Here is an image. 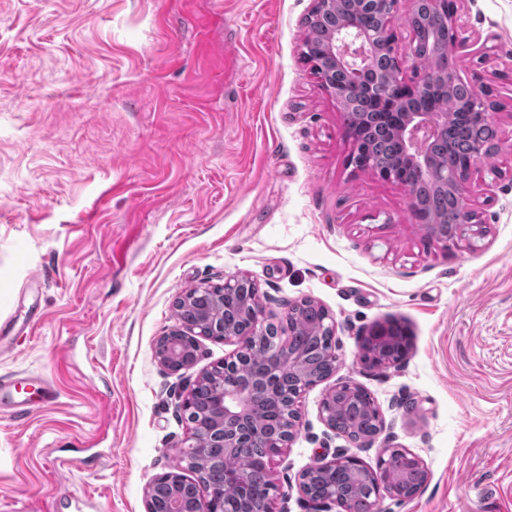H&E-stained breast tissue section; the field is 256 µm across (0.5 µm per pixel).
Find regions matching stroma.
Segmentation results:
<instances>
[{
  "instance_id": "1",
  "label": "stroma",
  "mask_w": 512,
  "mask_h": 512,
  "mask_svg": "<svg viewBox=\"0 0 512 512\" xmlns=\"http://www.w3.org/2000/svg\"><path fill=\"white\" fill-rule=\"evenodd\" d=\"M313 0H0V375L43 374L54 405L0 401V512H145L186 446L194 367L154 356L185 288L247 274L272 317L304 299L336 321V371L307 389L272 480L306 500L318 456L375 464L389 445L428 472L379 512H512V0H466L455 61L498 104L505 173L470 190L485 236L446 247L408 190L347 164L340 108L301 56ZM496 56L481 62L483 38ZM395 322L392 365L362 342ZM352 382L385 428L371 448L330 430L325 392Z\"/></svg>"
}]
</instances>
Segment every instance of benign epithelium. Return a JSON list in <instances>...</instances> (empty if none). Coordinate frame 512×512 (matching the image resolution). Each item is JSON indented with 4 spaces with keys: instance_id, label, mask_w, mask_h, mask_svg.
I'll return each mask as SVG.
<instances>
[{
    "instance_id": "7a95c632",
    "label": "benign epithelium",
    "mask_w": 512,
    "mask_h": 512,
    "mask_svg": "<svg viewBox=\"0 0 512 512\" xmlns=\"http://www.w3.org/2000/svg\"><path fill=\"white\" fill-rule=\"evenodd\" d=\"M428 3L445 24L448 47L456 50L465 45L468 37L460 14L464 0H428ZM303 57L344 112L350 109L352 100L368 77L386 82L392 95L409 102L420 98L438 78L450 86L464 83L456 67L436 75L431 61L419 55L414 44L407 57L399 56L395 35L388 24L376 32L357 26L342 27L329 42L328 61L322 63L306 53ZM470 101L474 110L484 113L490 126L487 139L467 152V156L458 162L453 176H448L446 171L437 173L441 181L451 182V190L459 201L452 235L440 234L437 225H419L425 235L444 243L450 238L471 239L485 234V226L477 219L475 200L467 187L482 160L497 150V127L492 114L486 112L492 103L484 88L473 87ZM448 117L446 112L414 111L397 115L394 125L398 129L399 142L416 174L434 173L429 146L439 132L448 127ZM352 145L350 160L357 168L370 170L388 182L412 189V180L401 170L373 165L358 141H352ZM243 279L245 276L237 275L225 279L224 285L218 288L199 285L185 289L178 301L188 309H195L193 302L207 295L210 296L208 306L198 310L196 321L179 322L178 327L162 336L156 344L155 358L170 372H179L196 364L201 338L215 342L232 341L237 348L232 357L200 374L182 399L183 410L193 413L196 394L205 386L214 412L208 429L198 431L190 427L188 445L175 449L176 459L186 463L185 468L193 472L196 479L185 477L180 465L153 476L145 488L146 512H224V501L214 497L205 479L213 472L221 473L235 487L237 495L248 496L256 453L263 448L269 449L262 464L266 479H271L276 457L288 448L300 421L299 399L306 389L317 384L308 375L300 353L291 348L289 340L283 339L284 334L291 335L300 328L297 305L290 306L274 322L266 316V308L256 288L245 302L250 321L248 331L238 333L225 325L224 297L236 296ZM341 390L365 394L360 386L351 383H343L325 393L320 414L332 430L336 429V394ZM369 411L376 419L377 431L357 437L355 442L359 448L371 447L377 433L384 428L378 407L372 403ZM395 451L404 454L407 463L422 479H427L425 466L416 454L406 448L383 447L377 450L374 468L354 454L337 453L330 459L316 458L301 474L299 491L311 501L331 503L342 512H350L348 501L340 494L333 491L314 497L307 487L310 475L349 465L361 471L374 494L410 499L416 491L398 485L388 477ZM226 459L235 462L233 468L224 467Z\"/></svg>"
}]
</instances>
